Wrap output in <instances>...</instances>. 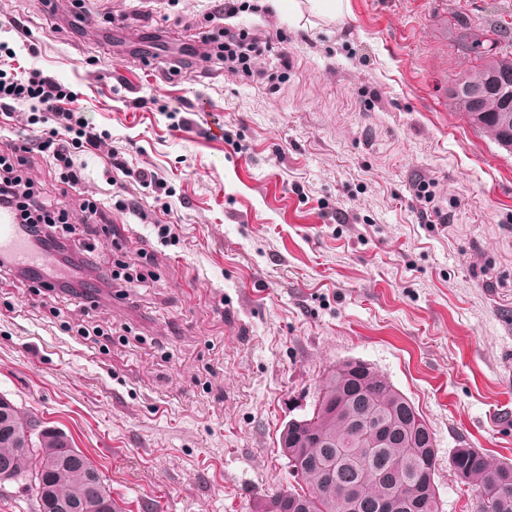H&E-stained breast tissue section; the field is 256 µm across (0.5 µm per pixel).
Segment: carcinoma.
<instances>
[{"instance_id": "1", "label": "carcinoma", "mask_w": 512, "mask_h": 512, "mask_svg": "<svg viewBox=\"0 0 512 512\" xmlns=\"http://www.w3.org/2000/svg\"><path fill=\"white\" fill-rule=\"evenodd\" d=\"M457 41L468 43V54L479 64L466 74L480 83L488 60L512 71V29L491 30L460 22ZM456 109L474 130L512 152L505 133H512V112L494 99L483 111L470 112L453 98ZM31 414L16 410L0 420V461L17 474L29 475L41 454L67 455V463L29 485L34 499H43L44 484L70 501L73 512H114L108 487L89 489L88 458L48 434L39 445L27 446L26 423ZM288 451L300 460L299 488L292 491L295 512H442L436 483L420 489L425 473L436 470L434 437L411 401L384 375L368 366L356 370L338 365L325 377L311 414L288 432ZM451 468L474 495L473 512H512V463L494 461L477 448H456Z\"/></svg>"}]
</instances>
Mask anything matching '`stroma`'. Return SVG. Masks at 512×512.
Wrapping results in <instances>:
<instances>
[{
	"label": "stroma",
	"mask_w": 512,
	"mask_h": 512,
	"mask_svg": "<svg viewBox=\"0 0 512 512\" xmlns=\"http://www.w3.org/2000/svg\"><path fill=\"white\" fill-rule=\"evenodd\" d=\"M71 2L0 0V42L77 92L128 170L79 153L74 189L34 152L22 174L64 237L104 202L102 267L141 285L79 307L0 272V397L63 430L122 512H255L297 485L284 424L360 360L431 427L444 512H472L453 450L512 462V154L447 85L472 65L457 20L512 24V0H343L334 18L323 0H82L77 31ZM218 26L271 48L164 69Z\"/></svg>",
	"instance_id": "obj_1"
}]
</instances>
